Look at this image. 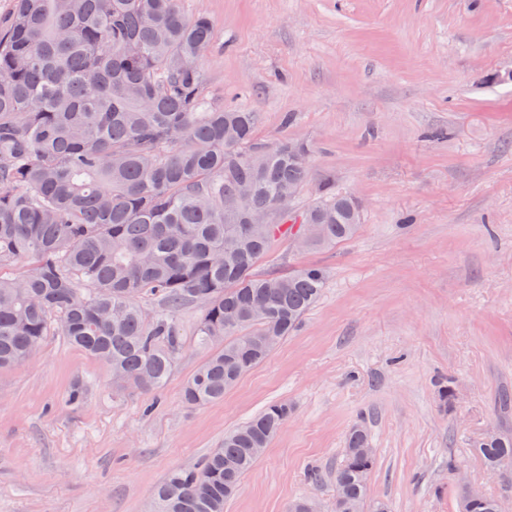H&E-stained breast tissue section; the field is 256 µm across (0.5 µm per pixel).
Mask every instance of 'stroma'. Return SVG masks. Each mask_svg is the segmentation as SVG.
I'll list each match as a JSON object with an SVG mask.
<instances>
[{
    "label": "stroma",
    "instance_id": "obj_1",
    "mask_svg": "<svg viewBox=\"0 0 512 512\" xmlns=\"http://www.w3.org/2000/svg\"><path fill=\"white\" fill-rule=\"evenodd\" d=\"M184 12L214 25L212 102L259 113V141L308 144L364 222L332 249L277 243L260 273L320 266L323 296L222 401L182 402L208 354L194 306L178 314L183 348L153 411L58 334L0 371V512H149L171 469L198 466L275 402L291 414L224 512L301 498L330 512L358 425L376 454L371 495L391 512H457L461 479L501 493L512 472L489 477L470 443L512 433L498 403L512 396V0H184ZM76 383L85 398L70 406Z\"/></svg>",
    "mask_w": 512,
    "mask_h": 512
}]
</instances>
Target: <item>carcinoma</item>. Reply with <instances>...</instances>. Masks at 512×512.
Here are the masks:
<instances>
[{"mask_svg":"<svg viewBox=\"0 0 512 512\" xmlns=\"http://www.w3.org/2000/svg\"><path fill=\"white\" fill-rule=\"evenodd\" d=\"M183 0H14L0 16V369L28 360L53 331L104 362L119 383L155 395L183 337L176 315L200 308L210 349L186 379L190 407L224 399L301 325L327 272L261 275L277 240L309 248L353 239L363 213L331 179L258 143L259 113L214 107L202 58L213 35ZM315 183L279 224L253 216ZM160 308L145 313L142 301ZM272 403L224 434L201 465L175 468L152 512H224L288 419ZM367 431H351L332 512H389L373 499ZM486 471L512 460V434L471 443Z\"/></svg>","mask_w":512,"mask_h":512,"instance_id":"cac0c4a2","label":"carcinoma"}]
</instances>
